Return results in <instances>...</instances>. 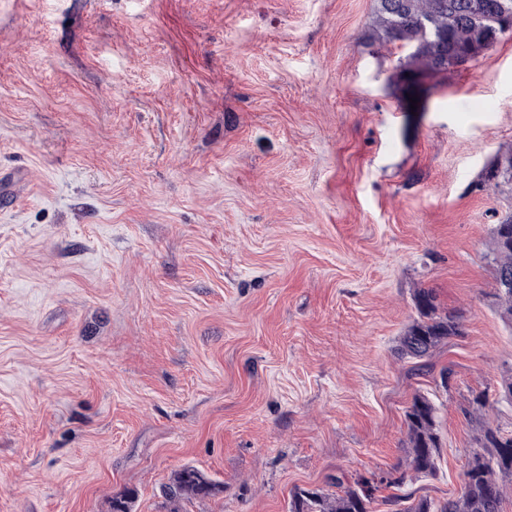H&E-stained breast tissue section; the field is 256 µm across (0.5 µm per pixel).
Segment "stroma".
Here are the masks:
<instances>
[{"instance_id": "35a3bbf8", "label": "stroma", "mask_w": 512, "mask_h": 512, "mask_svg": "<svg viewBox=\"0 0 512 512\" xmlns=\"http://www.w3.org/2000/svg\"><path fill=\"white\" fill-rule=\"evenodd\" d=\"M375 0H0V512H287L294 487L406 455L435 405L456 496L463 414L512 433V323L477 184L512 146V37L394 84ZM464 333L398 357L414 294ZM451 368V388L439 372ZM224 488L192 466H184L175 472L171 482L163 488L168 512L181 510V502L216 497Z\"/></svg>"}]
</instances>
